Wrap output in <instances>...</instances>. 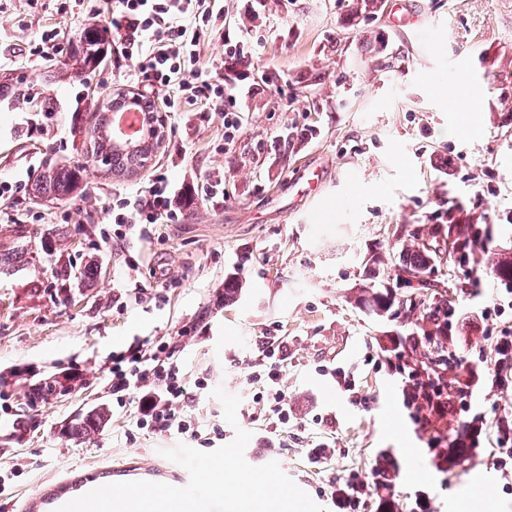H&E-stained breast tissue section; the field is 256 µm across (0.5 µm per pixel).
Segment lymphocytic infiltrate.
<instances>
[{"label": "lymphocytic infiltrate", "mask_w": 512, "mask_h": 512, "mask_svg": "<svg viewBox=\"0 0 512 512\" xmlns=\"http://www.w3.org/2000/svg\"><path fill=\"white\" fill-rule=\"evenodd\" d=\"M88 13L94 18L107 17L113 45L135 64L133 80L166 90L168 106L176 111H192L203 103L220 106L224 141L234 142L242 128L236 89L212 76L202 62L204 45L224 18L220 0H94ZM179 221L171 187L163 176L145 189L119 193L112 199V239L116 242L135 232L148 237L154 226ZM404 389L410 394L411 418L416 424L424 426L455 412L457 419L449 433L453 446L479 447L485 417L473 410L467 391H460L451 402L437 394L430 382L412 376L406 378ZM193 396V388L165 345L139 347L112 360V405L122 409L129 400H137L135 429L209 444V437L175 410Z\"/></svg>", "instance_id": "lymphocytic-infiltrate-1"}]
</instances>
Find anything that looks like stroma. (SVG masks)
<instances>
[{
  "label": "stroma",
  "mask_w": 512,
  "mask_h": 512,
  "mask_svg": "<svg viewBox=\"0 0 512 512\" xmlns=\"http://www.w3.org/2000/svg\"><path fill=\"white\" fill-rule=\"evenodd\" d=\"M58 0H0V77L22 76L35 102L0 94V177L83 160L84 117L117 93L155 100L164 139L133 175L87 167L83 197L6 200L0 222V512H27L39 494L83 482L96 470L124 481L180 485L185 468L163 457L175 439L131 430L137 402L112 413L91 439L70 425L112 402V358L142 340L166 343L188 380H201L181 405L202 432L225 440L250 431L246 461L279 462L316 503L332 508L333 491L366 479L388 450L394 500L417 492L429 512H464L472 483L484 487L489 512H512V462L474 449L470 462L442 466L428 435L403 402V377L389 347L404 338L403 320L379 322L355 303L370 278L369 259L388 253L392 229L447 216L449 201L490 229L489 250L512 252V0H384L379 12L353 18L349 0H226L224 34L205 50L212 74L235 84L242 132L224 143L218 109L172 112L167 93L130 82L132 62L107 55L92 83L60 75L67 54L31 58L30 41L56 28L70 46L90 21L82 7ZM409 14L397 28L394 20ZM242 42L247 66L226 61L225 41ZM309 165L325 181L301 204L288 188ZM168 177L176 198L208 180L224 183L223 201L195 197L182 221L162 227L163 241L131 238L112 246L109 204L118 192ZM95 262L90 280L78 279ZM163 301L123 308L113 300L126 264ZM242 290L224 303V278ZM435 279L457 286L461 316L449 351L448 377L481 379L472 398L489 423L512 420V395L494 385L489 330L512 326V309L480 318L504 298L487 264ZM279 345L280 385L292 409L272 433L255 401L263 385L262 343ZM344 370L338 385L331 372ZM68 389L51 404H30L38 382ZM238 395L237 427L226 426L216 386ZM412 432L421 450L410 474L394 429ZM327 444L311 461L310 448Z\"/></svg>",
  "instance_id": "stroma-1"
}]
</instances>
